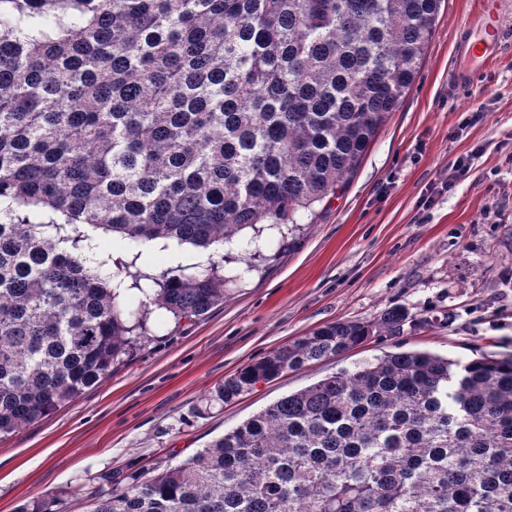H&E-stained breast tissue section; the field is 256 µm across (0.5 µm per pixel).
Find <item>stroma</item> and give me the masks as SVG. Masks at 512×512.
<instances>
[{
	"mask_svg": "<svg viewBox=\"0 0 512 512\" xmlns=\"http://www.w3.org/2000/svg\"><path fill=\"white\" fill-rule=\"evenodd\" d=\"M497 8L501 49L464 78L457 46L482 0H442L412 88L353 179L304 215L301 233L244 230L225 244L224 265L253 243L257 268L228 286L223 303L192 321L151 310V336L109 378L0 442V512L46 494L60 497L62 512H86L82 487L101 471L186 460L289 392L386 352L512 354V0ZM466 155V177L436 193ZM101 247L154 274L200 259L190 245L137 256L108 235ZM391 307L408 313L399 334L257 384L233 404L209 403L242 364Z\"/></svg>",
	"mask_w": 512,
	"mask_h": 512,
	"instance_id": "stroma-1",
	"label": "stroma"
}]
</instances>
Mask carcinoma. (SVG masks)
I'll use <instances>...</instances> for the list:
<instances>
[{
  "label": "carcinoma",
  "instance_id": "obj_1",
  "mask_svg": "<svg viewBox=\"0 0 512 512\" xmlns=\"http://www.w3.org/2000/svg\"><path fill=\"white\" fill-rule=\"evenodd\" d=\"M441 0H0V440L149 336L103 232L207 259L138 272L191 320L217 249L299 229L413 85ZM406 321H337L252 360L229 404ZM89 512H512V355L386 353L285 395L161 471L105 470ZM46 495L18 512H56Z\"/></svg>",
  "mask_w": 512,
  "mask_h": 512
}]
</instances>
